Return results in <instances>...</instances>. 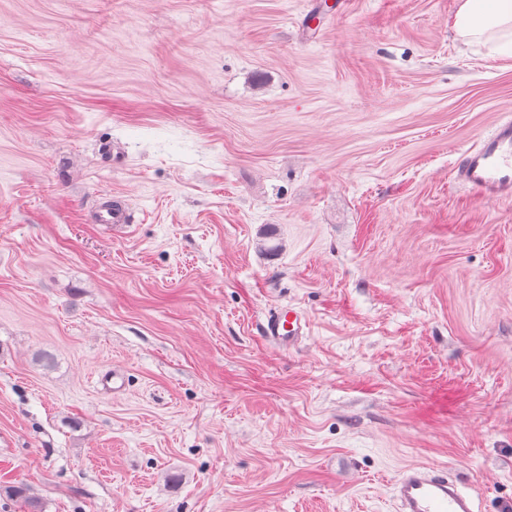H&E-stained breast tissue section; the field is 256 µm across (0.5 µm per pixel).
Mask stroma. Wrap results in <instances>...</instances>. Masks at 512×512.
Returning <instances> with one entry per match:
<instances>
[{
    "instance_id": "35a3bbf8",
    "label": "stroma",
    "mask_w": 512,
    "mask_h": 512,
    "mask_svg": "<svg viewBox=\"0 0 512 512\" xmlns=\"http://www.w3.org/2000/svg\"><path fill=\"white\" fill-rule=\"evenodd\" d=\"M459 6L0 0V483L394 512L426 463L512 512V205L450 176L512 56ZM288 304L285 351L259 330ZM131 213L126 204L113 200L112 205H103L97 212L96 222L98 224H108L112 227H131ZM307 318L292 305H280L270 311L261 327V338L281 349L294 347L305 336Z\"/></svg>"
}]
</instances>
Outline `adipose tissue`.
<instances>
[{"label":"adipose tissue","mask_w":512,"mask_h":512,"mask_svg":"<svg viewBox=\"0 0 512 512\" xmlns=\"http://www.w3.org/2000/svg\"><path fill=\"white\" fill-rule=\"evenodd\" d=\"M455 28L461 37L495 43L512 55V0H464Z\"/></svg>","instance_id":"obj_1"}]
</instances>
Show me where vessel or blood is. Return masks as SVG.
Returning a JSON list of instances; mask_svg holds the SVG:
<instances>
[{"mask_svg": "<svg viewBox=\"0 0 512 512\" xmlns=\"http://www.w3.org/2000/svg\"><path fill=\"white\" fill-rule=\"evenodd\" d=\"M454 181L485 201H512V117L500 119L475 144L460 152ZM97 223L130 228L127 205L101 206ZM307 318L292 305L270 311L261 327L265 341L281 349L294 347L306 333ZM396 512H478L473 493L448 468L413 464L402 468L392 484Z\"/></svg>", "mask_w": 512, "mask_h": 512, "instance_id": "1", "label": "vessel or blood"}]
</instances>
